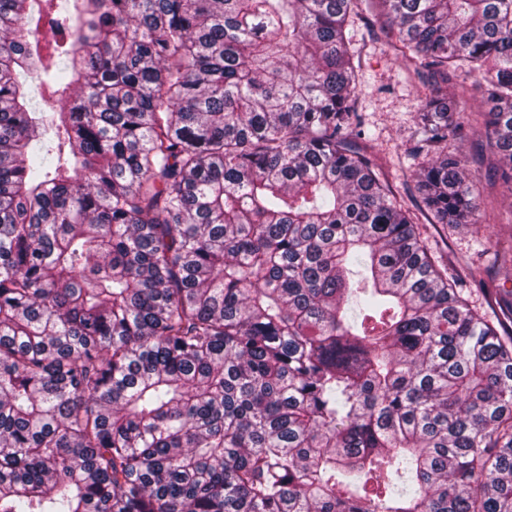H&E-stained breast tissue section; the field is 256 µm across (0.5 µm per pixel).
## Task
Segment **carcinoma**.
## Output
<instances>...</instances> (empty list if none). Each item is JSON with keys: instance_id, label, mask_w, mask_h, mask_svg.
Listing matches in <instances>:
<instances>
[{"instance_id": "carcinoma-1", "label": "carcinoma", "mask_w": 512, "mask_h": 512, "mask_svg": "<svg viewBox=\"0 0 512 512\" xmlns=\"http://www.w3.org/2000/svg\"><path fill=\"white\" fill-rule=\"evenodd\" d=\"M57 2L0 0V512H512V329L416 233L481 213L450 70L512 186V0ZM364 11L431 75L412 208ZM459 288H464V294L469 299L470 305L478 311L479 314L496 322V313L486 304L484 296L478 285L474 284L469 279H465Z\"/></svg>"}]
</instances>
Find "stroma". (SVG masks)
Listing matches in <instances>:
<instances>
[{"mask_svg": "<svg viewBox=\"0 0 512 512\" xmlns=\"http://www.w3.org/2000/svg\"><path fill=\"white\" fill-rule=\"evenodd\" d=\"M352 45L362 61V85L358 110L363 132L382 157L385 172L394 190L407 204L418 198L408 154L417 136L415 112L420 81L413 75L401 52L387 43L380 22L363 14L350 28ZM470 162L471 178L485 200L482 222L476 227L452 228L445 224H421L419 237L430 256L448 276L474 270L477 281H464V294L471 306L486 318L495 312L486 304L480 283L512 292V263L496 256L495 242L512 240V193L492 184L488 167L489 147L480 138L459 142Z\"/></svg>", "mask_w": 512, "mask_h": 512, "instance_id": "obj_1", "label": "stroma"}]
</instances>
